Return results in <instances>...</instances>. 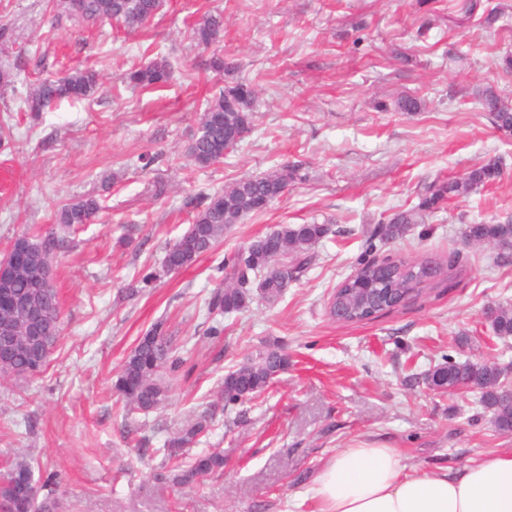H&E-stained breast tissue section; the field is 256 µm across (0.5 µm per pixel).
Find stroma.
Instances as JSON below:
<instances>
[{"mask_svg":"<svg viewBox=\"0 0 512 512\" xmlns=\"http://www.w3.org/2000/svg\"><path fill=\"white\" fill-rule=\"evenodd\" d=\"M164 0L145 28L56 23L50 0H0V70L25 64L30 78L91 67L94 98L21 110L28 82L0 86V257L16 236L50 229L65 201L93 195L101 223L72 233L54 263L63 330L44 374L0 380V460L24 457L34 477L58 474L60 512H312L315 476L337 450L378 440L407 468L426 472L512 448L477 415L469 391L440 394L424 374L449 355L512 362L483 312L512 303V264L491 267L485 249L465 245V225L512 216V138L473 103L493 87L512 99V74L496 66L512 53V0ZM505 12L485 29L487 9ZM224 16L216 51L198 47L190 28ZM428 26L427 39H416ZM235 58L237 78L259 89L252 132L223 162L196 167L184 152L206 99L224 84L213 53ZM164 58L171 83L127 88L131 67ZM408 93L425 102L407 115L377 106ZM159 154L150 169L138 160ZM499 162L501 177L447 202L412 225L404 239L371 256L416 259L459 252L452 286L425 290L409 304L357 324L332 319L327 302L366 254L364 237L396 211L412 208L427 186ZM298 165L299 180L267 211L225 232L214 252L149 285L125 290L160 266L183 234L195 201L245 176ZM316 221L334 233L319 244V265L270 304L226 318L209 337L204 301L220 287L225 253L280 224ZM189 349L164 408L123 416L110 378L155 322ZM471 342L460 346V334ZM266 345L288 355V369L242 411H228L212 437L224 472L191 489L158 484L155 448L216 397L231 368Z\"/></svg>","mask_w":512,"mask_h":512,"instance_id":"35a3bbf8","label":"stroma"}]
</instances>
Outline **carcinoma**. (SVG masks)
<instances>
[{"label": "carcinoma", "instance_id": "obj_1", "mask_svg": "<svg viewBox=\"0 0 512 512\" xmlns=\"http://www.w3.org/2000/svg\"><path fill=\"white\" fill-rule=\"evenodd\" d=\"M62 3L64 10L57 15L60 20H115L131 29L149 24L162 6V0H62ZM223 37L224 17L220 14L205 16L192 29L193 40L204 48ZM171 72L172 66L167 60H151L127 72L126 83L141 90H156L168 83ZM98 88L99 76L94 70H74L33 84L22 104L25 110L39 113L63 101L89 100ZM257 97L256 87L250 82L225 83L200 112L198 130L186 147L185 157L196 166H208L221 162L225 154L236 150L252 131ZM476 104L496 131L512 138V101L487 87L478 93ZM423 106L421 98L402 95L393 106L383 103L379 109L413 114L422 111ZM500 176V165L492 162L475 167L461 177L429 185L417 205L393 213L387 223L374 229L366 238L365 247L373 249L377 238L384 242L402 238L410 225L422 223L424 217L440 210L446 201L465 197ZM296 180L298 168L284 165L261 175L240 178L205 197V206L197 211L187 230L166 247L160 269L140 275L126 288L128 295L139 294L141 285L175 274L212 252L231 225L252 214L265 212L284 195L283 189ZM102 210L103 205L94 196L75 198L56 209L54 223L67 229L92 224ZM330 233L331 225L315 221L279 224L224 257L225 285L213 291L206 302L208 318L214 322L209 335H221L224 326L218 317L246 310L256 294L269 304L279 301L289 285L306 276L316 264L315 248ZM29 239L35 250L46 252L52 261L59 252L70 247L67 237L54 232L32 234ZM464 243L491 247L495 250L493 262L497 265L512 262V216L503 221L466 225ZM459 258L460 253L456 251L440 262L388 258L378 264L369 259L360 267L366 280L345 278L330 295L328 310L342 314L347 323L371 321L375 319V309L364 304V289L394 288L397 299L411 300L437 276L452 275ZM3 287L9 288L17 298L35 299L43 316L61 322L57 288H34L26 276H18L5 286L0 284V289ZM485 321L492 336L503 341L512 338V306L497 304L487 308ZM50 356L51 350L44 344L24 346L14 356L10 367L0 373V378L24 382L35 379L46 370ZM286 358L280 348L268 346L250 361L225 373L218 391L217 408L222 412L231 410L261 395L283 372ZM185 363L183 346L163 323H156L139 337L122 360L112 380V390L125 402L127 411L147 416L167 401L170 381L177 377ZM511 373L512 366L495 360L457 361L448 356L425 374V381L431 389L443 394L464 388L475 390L477 403L490 414L495 431L508 435L512 434ZM215 421L216 413L206 409L171 436L164 447L154 449V454L162 456L153 470L154 481L186 487L222 471V450L193 451L200 439L212 432ZM18 473L33 477L31 462L17 457L0 470V512H57L60 485L54 476H48L40 484L32 483L30 497L20 503L15 494Z\"/></svg>", "mask_w": 512, "mask_h": 512}]
</instances>
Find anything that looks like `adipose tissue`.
Listing matches in <instances>:
<instances>
[{
  "label": "adipose tissue",
  "instance_id": "adipose-tissue-1",
  "mask_svg": "<svg viewBox=\"0 0 512 512\" xmlns=\"http://www.w3.org/2000/svg\"><path fill=\"white\" fill-rule=\"evenodd\" d=\"M312 498L315 512H512V449L426 473L406 469L397 449L364 441L321 467Z\"/></svg>",
  "mask_w": 512,
  "mask_h": 512
}]
</instances>
